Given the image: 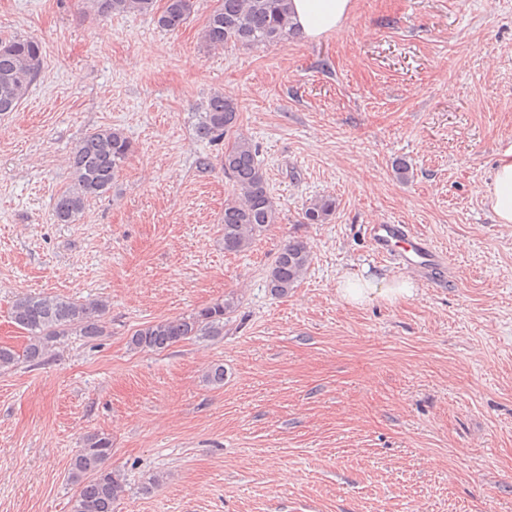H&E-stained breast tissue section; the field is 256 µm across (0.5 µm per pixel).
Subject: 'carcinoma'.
<instances>
[{"instance_id":"obj_1","label":"carcinoma","mask_w":512,"mask_h":512,"mask_svg":"<svg viewBox=\"0 0 512 512\" xmlns=\"http://www.w3.org/2000/svg\"><path fill=\"white\" fill-rule=\"evenodd\" d=\"M156 0H90L98 16L151 15L157 26L177 32L194 12L196 0H165L161 12ZM290 0H216L202 32L205 47L218 50L227 45L258 46L284 44L297 35L291 18ZM43 63L41 41L30 36L0 38V112H13L28 95ZM236 100L216 91L207 98L197 124L198 134L209 141L230 135L221 167L232 182V197L224 201L221 237L224 252L239 254L251 248L266 229L279 223L280 211L268 192L257 160L254 140L238 132ZM134 152L133 142L119 128H103L86 135L68 158L72 180L56 198L52 217L57 224H72L90 200L112 190L117 173ZM336 211V199L318 195L304 206L307 224H327ZM313 254L308 243L293 238L277 253L267 273V288L275 296H286L308 273ZM232 299L217 301L189 314L149 323L131 335L135 350L162 351L193 338L224 335V319L235 311ZM101 301L75 302L52 296L18 299L13 321L30 335L25 349L27 361L41 365L52 348L77 331L86 338L103 334ZM112 438L105 433L86 436L72 455L69 478L79 486L72 512H114L126 492L121 474L108 467Z\"/></svg>"}]
</instances>
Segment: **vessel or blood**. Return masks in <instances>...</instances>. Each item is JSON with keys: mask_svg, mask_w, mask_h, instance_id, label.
Wrapping results in <instances>:
<instances>
[{"mask_svg": "<svg viewBox=\"0 0 512 512\" xmlns=\"http://www.w3.org/2000/svg\"><path fill=\"white\" fill-rule=\"evenodd\" d=\"M367 234L377 256L392 258L406 269L422 275L444 271L442 253L408 224H371Z\"/></svg>", "mask_w": 512, "mask_h": 512, "instance_id": "1", "label": "vessel or blood"}]
</instances>
